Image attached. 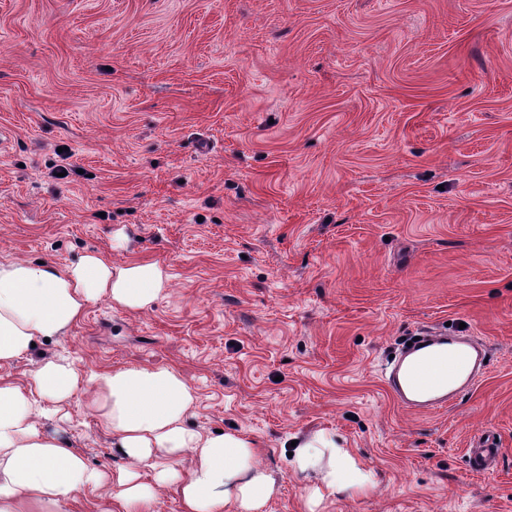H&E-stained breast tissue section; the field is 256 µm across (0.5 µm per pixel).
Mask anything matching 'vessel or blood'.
Wrapping results in <instances>:
<instances>
[{
    "label": "vessel or blood",
    "mask_w": 512,
    "mask_h": 512,
    "mask_svg": "<svg viewBox=\"0 0 512 512\" xmlns=\"http://www.w3.org/2000/svg\"><path fill=\"white\" fill-rule=\"evenodd\" d=\"M488 357V348L470 337L426 333L391 361L386 384L403 406L434 411L471 388Z\"/></svg>",
    "instance_id": "obj_1"
}]
</instances>
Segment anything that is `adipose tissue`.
<instances>
[{"label":"adipose tissue","instance_id":"adipose-tissue-1","mask_svg":"<svg viewBox=\"0 0 512 512\" xmlns=\"http://www.w3.org/2000/svg\"><path fill=\"white\" fill-rule=\"evenodd\" d=\"M168 280L158 263L115 265L94 253L61 269L0 261V367L33 343L67 335L99 298L128 311L149 308L163 298ZM81 397L128 461L113 476L90 468L69 444L36 425L59 404ZM195 402L187 378L168 365L87 373L58 356L39 365L26 385L0 376V512L58 505L102 486L104 512H142L155 486L172 482L179 485L183 512H264L279 484L257 462L254 442L237 432L205 436L186 426ZM187 452L196 464L184 476L177 465ZM142 464L153 469V483L139 481ZM291 467L315 475L333 492L345 489L358 471L350 453L321 431L297 443Z\"/></svg>","mask_w":512,"mask_h":512}]
</instances>
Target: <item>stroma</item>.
Listing matches in <instances>:
<instances>
[{"label":"stroma","instance_id":"35a3bbf8","mask_svg":"<svg viewBox=\"0 0 512 512\" xmlns=\"http://www.w3.org/2000/svg\"><path fill=\"white\" fill-rule=\"evenodd\" d=\"M0 261L159 263L167 295L105 299L5 373L171 365L186 422L238 431L265 512H512V0H0ZM489 346L432 412L381 369L425 329ZM41 418L124 465L72 401ZM335 436L368 483L290 468ZM505 453L486 472L468 451Z\"/></svg>","mask_w":512,"mask_h":512}]
</instances>
